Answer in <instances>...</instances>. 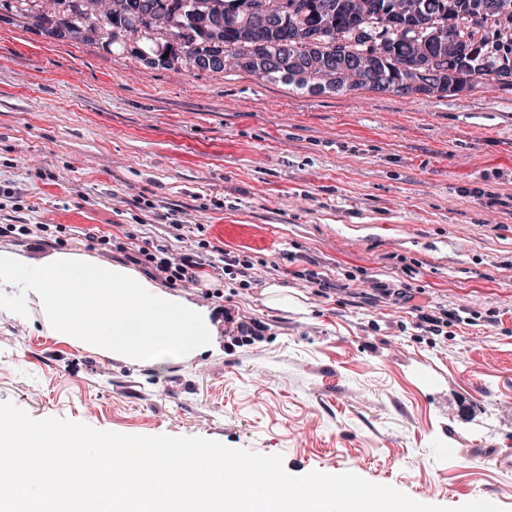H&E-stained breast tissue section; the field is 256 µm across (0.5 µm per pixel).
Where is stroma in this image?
<instances>
[{"instance_id": "35a3bbf8", "label": "stroma", "mask_w": 512, "mask_h": 512, "mask_svg": "<svg viewBox=\"0 0 512 512\" xmlns=\"http://www.w3.org/2000/svg\"><path fill=\"white\" fill-rule=\"evenodd\" d=\"M175 213L181 230L165 226ZM63 224L65 245L0 237L41 259L103 264L80 231L207 239L256 280L209 296L216 347L160 365L52 334L41 305L0 309V402L123 434L213 439L282 455L302 476L344 465L425 503L493 495L512 512V91L313 94L245 72L149 67L99 44L0 24V226ZM289 271L279 278L271 264ZM345 284L320 296L302 271ZM467 309L444 336L373 280ZM288 308L265 304L264 286ZM413 302V303H414ZM259 336L227 332L225 313ZM458 450L449 458L447 446ZM396 285L390 284L387 281H376L373 286L374 293L368 294V302L372 305H377L378 302L385 299L386 297L396 296L405 302H410L414 299V294L410 290L412 288H395Z\"/></svg>"}]
</instances>
